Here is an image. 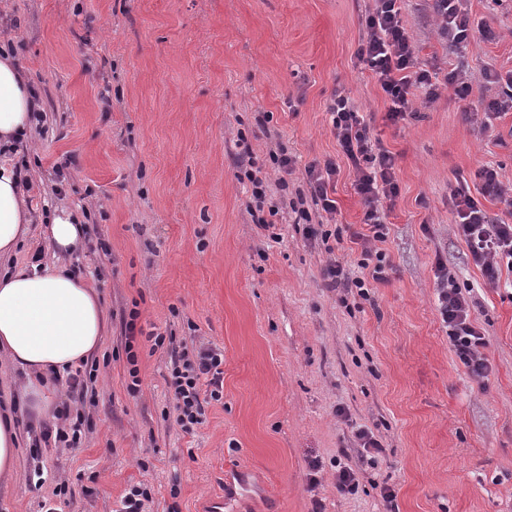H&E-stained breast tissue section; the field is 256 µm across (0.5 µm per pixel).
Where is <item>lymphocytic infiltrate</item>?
I'll return each instance as SVG.
<instances>
[{
    "mask_svg": "<svg viewBox=\"0 0 512 512\" xmlns=\"http://www.w3.org/2000/svg\"><path fill=\"white\" fill-rule=\"evenodd\" d=\"M373 2L364 18L367 38L358 50V58L390 100L388 118L395 122L411 113V99L415 93H424L431 101L437 98V74L419 65L402 14L403 0ZM462 2L434 0L439 38L452 46L466 44L477 32L483 38L493 39L491 29H473ZM328 110L332 131L356 173L353 187L363 206L361 230L347 233L335 224V161L313 160L301 167L296 157L284 149L272 154L271 160L284 174L301 171L310 201L327 223L326 229L320 232L322 242H338L346 237L358 246L357 266L362 269V276H350L336 262L326 266L323 276L332 284L356 291L365 299L369 296L367 281H386L391 268L378 244L389 234L385 205L399 195L395 157L374 138L369 123L348 97L334 93ZM475 179V188L461 186L450 194L456 216L454 232L480 269L485 286L498 288L502 285L504 272L512 273V224L491 217L479 199L489 197L512 210V183L505 181L501 171L491 166L479 169ZM472 292L471 285L460 283L445 264H438L437 310L448 330V344L469 376L482 383L488 379L492 366L485 354L488 339L471 316ZM170 363L176 422L183 432L190 434L202 422L204 399L218 401L223 396L224 354L213 348L175 349L171 352ZM85 421L84 415L72 413L70 406H62L55 414L54 424L43 426L33 443L37 446L51 442L67 448L80 447Z\"/></svg>",
    "mask_w": 512,
    "mask_h": 512,
    "instance_id": "f902f5d3",
    "label": "lymphocytic infiltrate"
}]
</instances>
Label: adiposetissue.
<instances>
[{"label":"adipose tissue","mask_w":512,"mask_h":512,"mask_svg":"<svg viewBox=\"0 0 512 512\" xmlns=\"http://www.w3.org/2000/svg\"><path fill=\"white\" fill-rule=\"evenodd\" d=\"M35 93L11 55H0V147H12L34 121ZM31 222L25 190L11 165L0 164V355L23 371L28 381L21 399L0 398V479L10 481L18 466L19 428L23 418L49 412L45 390L50 375H66L99 350L107 323L95 288L70 268L13 264ZM82 217L56 209L45 228L53 253L71 255L85 242Z\"/></svg>","instance_id":"1"}]
</instances>
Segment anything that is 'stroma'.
Here are the masks:
<instances>
[{"instance_id":"1","label":"stroma","mask_w":512,"mask_h":512,"mask_svg":"<svg viewBox=\"0 0 512 512\" xmlns=\"http://www.w3.org/2000/svg\"><path fill=\"white\" fill-rule=\"evenodd\" d=\"M372 0H0V52L22 66L39 110L5 157L30 184L33 224L15 256L54 261L40 229L64 204L87 228L72 259L101 295L107 332L93 400L51 386L53 406L92 423L78 449L32 450L20 433L17 477L0 482V512H119L131 486L146 512H512V289L482 288L454 234L449 195L484 165L512 181V111L481 106L439 85L416 94V117L394 123L389 102L357 57ZM421 67L481 74L512 70V0H464L495 40L451 47L431 0H404ZM482 88V87H481ZM348 96L395 156L399 195L380 248L392 264L369 299L330 287V261L354 269L350 241L326 251L291 208L254 224L250 151L280 201L271 151L299 163L334 160L336 222L359 229L354 170L332 132L328 105ZM271 113L259 127V113ZM476 284L472 316L493 366L486 387L451 352L436 308L435 263ZM174 347L224 353V392L184 433L167 384L170 355L138 342L140 386L129 393L123 319ZM383 451L362 464L357 430ZM357 469L356 495L336 489V460ZM318 471H310V461ZM70 492L53 496L57 482Z\"/></svg>"}]
</instances>
